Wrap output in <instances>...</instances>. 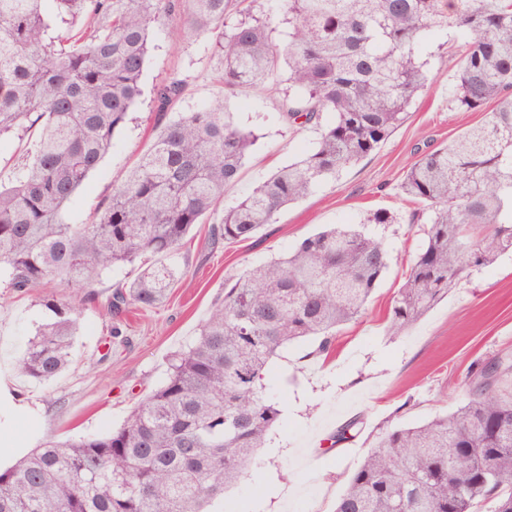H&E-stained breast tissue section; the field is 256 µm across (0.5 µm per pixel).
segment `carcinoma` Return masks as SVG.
<instances>
[{
  "mask_svg": "<svg viewBox=\"0 0 512 512\" xmlns=\"http://www.w3.org/2000/svg\"><path fill=\"white\" fill-rule=\"evenodd\" d=\"M0 0V137L39 128L30 161L0 186V271L19 291L48 279L91 289L103 273L139 264L107 308L148 309L177 278L166 262L238 182L258 136L217 103L167 118L184 82L158 87L161 127L136 165L116 177L91 224L63 212L112 146L142 95L152 30L179 17L210 36L224 89L286 83L290 127L333 121L312 151L224 208L216 243L254 238L290 203L374 154L408 118L427 83L432 31L457 41L450 93L483 119L408 168L425 243L400 284L388 331L412 325L472 270L512 252V0ZM288 23L272 36L268 14ZM383 244L330 227L285 257L247 268L160 385L106 433L46 437L0 470V512H211L259 467L256 449L279 423L264 391L270 360L288 344L329 350L337 326L365 310L389 266ZM47 319L19 371L48 383L66 370L78 307L46 299ZM455 412L395 428L351 475L334 512H512V356L471 372Z\"/></svg>",
  "mask_w": 512,
  "mask_h": 512,
  "instance_id": "obj_1",
  "label": "carcinoma"
}]
</instances>
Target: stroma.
Listing matches in <instances>:
<instances>
[{
	"label": "stroma",
	"mask_w": 512,
	"mask_h": 512,
	"mask_svg": "<svg viewBox=\"0 0 512 512\" xmlns=\"http://www.w3.org/2000/svg\"><path fill=\"white\" fill-rule=\"evenodd\" d=\"M428 44L436 50L430 61L434 82L376 153L285 207L255 238L212 246L208 229L221 220L225 205L309 152L333 116L325 113L319 125L288 129L280 117L285 87L227 91L208 34L185 30L174 39L155 31L141 78L143 94L99 168L78 189L66 222L90 223L111 196L114 177L131 168L155 138L153 93L170 77L186 84L173 111L223 101L233 122L254 130L258 140L222 206L195 226L173 256L179 277L162 304L113 316L104 306L106 297L138 275L134 265L115 268L96 285V299L80 303L75 353L56 381L46 384L10 372V395L0 399V448L29 450L49 436L75 439L118 428L163 380L168 358L194 340L200 323L223 300L225 283L247 267L284 257L331 224L360 228L380 240L390 255L389 268L365 312L337 329L330 353L316 354V342L304 340L273 359L263 382L279 404L280 421L258 451L257 471L225 492L217 512H332L350 475L382 434L455 411L467 398L471 369L512 354V253L472 271L402 334H388L393 296L425 242L422 225L407 221L414 204L402 190L406 171L424 152L482 119L449 96L456 70L450 39L438 33ZM377 211L393 216V223H367ZM74 294L57 279L17 291L7 274H0V363H15L46 319L43 299L68 300ZM351 421L356 436L332 444L331 434Z\"/></svg>",
	"instance_id": "obj_1"
}]
</instances>
